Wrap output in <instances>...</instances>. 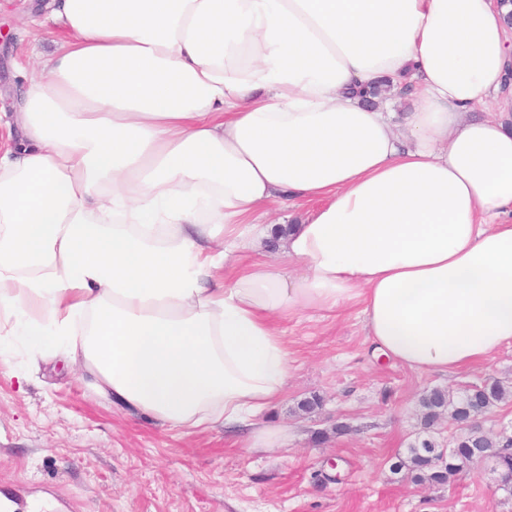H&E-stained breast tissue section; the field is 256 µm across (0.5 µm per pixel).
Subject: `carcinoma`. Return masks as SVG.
I'll list each match as a JSON object with an SVG mask.
<instances>
[{
	"label": "carcinoma",
	"instance_id": "cac0c4a2",
	"mask_svg": "<svg viewBox=\"0 0 512 512\" xmlns=\"http://www.w3.org/2000/svg\"><path fill=\"white\" fill-rule=\"evenodd\" d=\"M509 397V391L500 382L493 380L483 389V404L490 407L505 401ZM421 406L424 410V422L426 426L433 425L435 418L448 415V421H456L467 413L470 404L465 395L453 396L441 389H435L426 393L421 398ZM490 447L502 448L497 461L501 469L512 467V441H507L501 434L485 435ZM473 446L472 434L465 429H458L453 435V448L448 452V458L434 462L433 449L440 444L431 439H422L408 448L407 457L393 465L400 470L407 469L415 474L418 480L428 479L435 483H445L451 477H462L467 469L461 466L463 458L468 453V448Z\"/></svg>",
	"mask_w": 512,
	"mask_h": 512
}]
</instances>
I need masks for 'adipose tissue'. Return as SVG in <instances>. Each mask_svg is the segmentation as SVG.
Here are the masks:
<instances>
[{
    "label": "adipose tissue",
    "mask_w": 512,
    "mask_h": 512,
    "mask_svg": "<svg viewBox=\"0 0 512 512\" xmlns=\"http://www.w3.org/2000/svg\"><path fill=\"white\" fill-rule=\"evenodd\" d=\"M46 8L70 39L6 116L0 346L161 425L281 448L279 321L360 306L374 353L424 372L512 344V125L471 116L512 96L494 0ZM382 78L415 109L362 103ZM298 201L288 232L260 223Z\"/></svg>",
    "instance_id": "ef3b65f1"
}]
</instances>
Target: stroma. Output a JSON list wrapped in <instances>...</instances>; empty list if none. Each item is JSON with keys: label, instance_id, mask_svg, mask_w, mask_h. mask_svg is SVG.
I'll return each instance as SVG.
<instances>
[{"label": "stroma", "instance_id": "stroma-1", "mask_svg": "<svg viewBox=\"0 0 512 512\" xmlns=\"http://www.w3.org/2000/svg\"><path fill=\"white\" fill-rule=\"evenodd\" d=\"M30 0H0V113L11 111L33 44L49 52ZM288 392L270 413L283 448L242 446L221 427L188 433L113 405L57 359L0 356V502L13 512H512L489 463L444 484L392 465L424 434L448 443L447 421L422 426L420 398L512 384V345L453 373L372 358L359 308L285 321ZM314 397L310 414L297 410Z\"/></svg>", "mask_w": 512, "mask_h": 512}]
</instances>
